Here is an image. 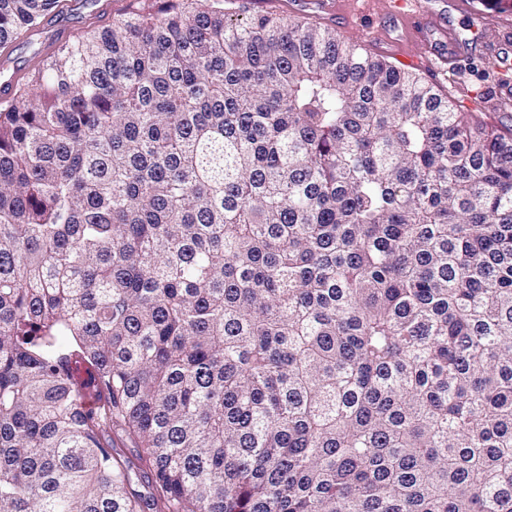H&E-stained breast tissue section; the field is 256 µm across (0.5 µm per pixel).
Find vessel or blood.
<instances>
[{
    "instance_id": "b4317fda",
    "label": "vessel or blood",
    "mask_w": 512,
    "mask_h": 512,
    "mask_svg": "<svg viewBox=\"0 0 512 512\" xmlns=\"http://www.w3.org/2000/svg\"><path fill=\"white\" fill-rule=\"evenodd\" d=\"M389 8L399 20V29L397 35L382 41L364 22L371 11L369 0H302L299 13L305 19L334 16L345 25L362 23L364 47L389 55L405 66L420 68L434 78L451 71L464 46L459 32L448 23L451 12L479 17L489 60L500 61L503 50L512 47V23L478 13L473 0H447L439 9L423 5L422 0H391ZM492 105L501 112L512 109L511 81L497 84L493 99L472 100L474 110L479 112Z\"/></svg>"
}]
</instances>
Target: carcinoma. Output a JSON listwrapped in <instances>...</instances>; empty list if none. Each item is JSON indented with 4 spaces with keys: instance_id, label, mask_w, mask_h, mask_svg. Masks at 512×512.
<instances>
[{
    "instance_id": "1",
    "label": "carcinoma",
    "mask_w": 512,
    "mask_h": 512,
    "mask_svg": "<svg viewBox=\"0 0 512 512\" xmlns=\"http://www.w3.org/2000/svg\"><path fill=\"white\" fill-rule=\"evenodd\" d=\"M0 512H512V129L224 0L56 46L0 107Z\"/></svg>"
}]
</instances>
